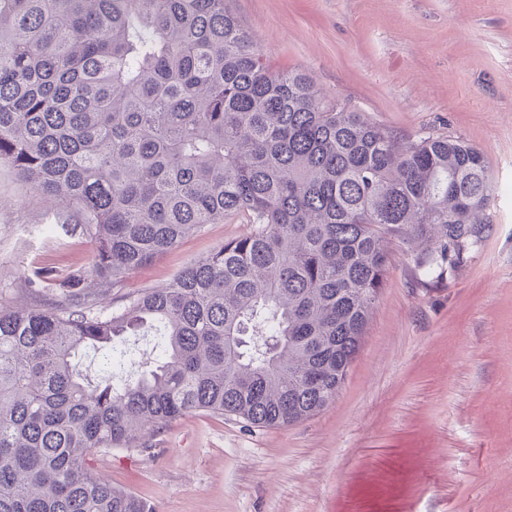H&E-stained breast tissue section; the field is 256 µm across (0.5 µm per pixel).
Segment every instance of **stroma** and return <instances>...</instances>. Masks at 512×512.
<instances>
[{
    "label": "stroma",
    "instance_id": "1",
    "mask_svg": "<svg viewBox=\"0 0 512 512\" xmlns=\"http://www.w3.org/2000/svg\"><path fill=\"white\" fill-rule=\"evenodd\" d=\"M273 70L405 140L452 136L481 151L497 186L487 235L425 285L423 242L388 243L392 265L346 380L287 428L193 412L147 435V452L92 463L155 512H512V0H232ZM205 225L129 274L121 307L225 240ZM92 245L0 167V300L24 271L86 277Z\"/></svg>",
    "mask_w": 512,
    "mask_h": 512
}]
</instances>
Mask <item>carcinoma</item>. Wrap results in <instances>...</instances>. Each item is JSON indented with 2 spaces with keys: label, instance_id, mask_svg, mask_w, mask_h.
Segmentation results:
<instances>
[{
  "label": "carcinoma",
  "instance_id": "1",
  "mask_svg": "<svg viewBox=\"0 0 512 512\" xmlns=\"http://www.w3.org/2000/svg\"><path fill=\"white\" fill-rule=\"evenodd\" d=\"M93 247L92 289L54 271L0 303V512H154L91 454L147 452L189 412L288 427L332 403L390 265L431 280L484 241L482 152L405 141L260 58L229 0H0V165ZM243 215L170 282L105 312L131 271ZM149 361L123 377L127 336ZM90 351L107 374L83 370Z\"/></svg>",
  "mask_w": 512,
  "mask_h": 512
}]
</instances>
